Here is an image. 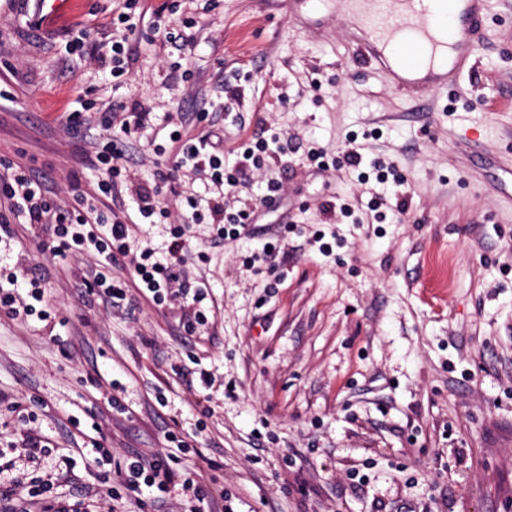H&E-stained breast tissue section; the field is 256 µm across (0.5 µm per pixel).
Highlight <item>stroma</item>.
<instances>
[{"label":"stroma","instance_id":"35a3bbf8","mask_svg":"<svg viewBox=\"0 0 512 512\" xmlns=\"http://www.w3.org/2000/svg\"><path fill=\"white\" fill-rule=\"evenodd\" d=\"M123 6L80 0L77 18L107 44ZM140 7L135 59L116 78L66 25L0 0V158L50 168L63 202L96 194L103 130L73 137L66 112L80 96L103 112L141 105L150 120L126 168L172 216L131 225V245L163 252L171 223L186 225L207 255L187 277L206 282L212 311L192 334L176 303L140 297L133 314L115 312L86 291L95 255L55 259L41 225H14L0 265L39 269L56 316L0 311V457L12 464L0 479L56 473L52 493L67 496L96 483L92 441L118 463L173 451L172 432L194 443L188 466L223 486L227 512H512V0H490L476 73L423 113L352 60L344 32L300 29L280 0ZM175 129L215 130L224 152L275 133L291 149L220 193L185 171L157 179L172 159L154 149ZM354 144L397 164L405 213L378 222L365 208L376 186L349 173ZM271 179L281 199L264 234L218 244L209 211L192 222L187 196L239 206ZM345 198L362 203L356 223L337 210ZM267 240L280 245L273 265H247ZM23 413L53 444L34 463L8 450Z\"/></svg>","mask_w":512,"mask_h":512}]
</instances>
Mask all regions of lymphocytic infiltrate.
Returning <instances> with one entry per match:
<instances>
[{"mask_svg": "<svg viewBox=\"0 0 512 512\" xmlns=\"http://www.w3.org/2000/svg\"><path fill=\"white\" fill-rule=\"evenodd\" d=\"M137 5L138 0H125L123 12L112 20L116 32L112 40V71L117 77L123 75L126 64L133 59L138 26L133 22L131 12ZM145 117L142 110L133 109L125 113L118 125L119 138L106 140L93 161L100 172L97 188L112 201H121L128 189L121 161L130 150L131 140L142 127ZM170 140L176 145L172 158L174 169H187L204 175L219 186H235L237 178L246 177L249 167L260 166L264 157L288 151L287 143L277 136L241 142L236 149L238 158L233 164L234 170L228 174L224 171L226 163L223 156L214 152V144L208 136H186L175 130L171 132ZM362 162L359 149L351 148L346 155V164L356 172L358 181L365 184L373 179L389 188L395 199L392 212L404 213L407 205L405 180L396 166L378 162L366 172L361 168ZM47 183V177L33 176L18 165L10 166L5 185L8 210L26 223L43 225L49 239V250L55 258L65 260L91 250L98 254L99 268L89 286L90 293L103 297L117 310L130 307L129 294L133 291L158 305L178 296H188L196 305V324H205L207 315L202 303L208 296L207 286L202 282L189 284L183 276L185 256L190 248L183 226L172 228L166 255H159L148 247L134 250L129 245L128 228L121 218L104 214L91 197L79 196L70 206H61L49 195ZM280 190V183L272 180L248 207L234 212L221 207L212 209L211 218L217 226L218 237L226 241L239 239L243 229L256 223L262 207L271 205L272 194ZM117 260L127 268V280L112 279L110 270ZM1 277L6 280L5 285H0L1 311L16 319L34 316L42 321L48 320L49 311L41 307L45 290L40 274L0 268ZM93 452L96 464L101 467L96 474L94 493L98 512H119L128 502L139 505L156 502L174 488L179 489L182 497L194 500L192 512H202V503L215 505L224 499L223 488L207 490L190 477L176 481L167 455L157 453L149 459L133 455L113 473L103 468L104 461L112 456L111 449L97 445Z\"/></svg>", "mask_w": 512, "mask_h": 512, "instance_id": "lymphocytic-infiltrate-1", "label": "lymphocytic infiltrate"}]
</instances>
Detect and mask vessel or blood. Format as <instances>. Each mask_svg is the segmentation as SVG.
<instances>
[{
  "mask_svg": "<svg viewBox=\"0 0 512 512\" xmlns=\"http://www.w3.org/2000/svg\"><path fill=\"white\" fill-rule=\"evenodd\" d=\"M323 26L349 31L353 58L373 64L390 86L428 101L475 65V36L488 0H342Z\"/></svg>",
  "mask_w": 512,
  "mask_h": 512,
  "instance_id": "1",
  "label": "vessel or blood"
}]
</instances>
